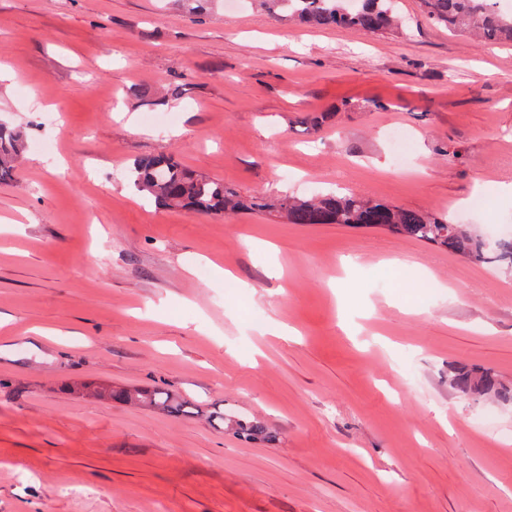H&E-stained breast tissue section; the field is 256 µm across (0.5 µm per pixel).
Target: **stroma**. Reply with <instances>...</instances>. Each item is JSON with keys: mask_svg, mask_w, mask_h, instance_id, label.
Instances as JSON below:
<instances>
[{"mask_svg": "<svg viewBox=\"0 0 512 512\" xmlns=\"http://www.w3.org/2000/svg\"><path fill=\"white\" fill-rule=\"evenodd\" d=\"M400 8L366 34L253 0H0V123L26 143L0 184V512H512V403L448 380L512 387V270L381 228L158 208L126 177L167 152L244 196L444 216L482 193L466 225L512 235V45ZM73 379L202 412L79 399ZM219 404L275 441L213 429ZM486 414L496 433L471 429ZM452 382L459 391L475 397L490 394L500 396L503 392L496 375L488 369L475 371L455 368L452 371Z\"/></svg>", "mask_w": 512, "mask_h": 512, "instance_id": "35a3bbf8", "label": "stroma"}]
</instances>
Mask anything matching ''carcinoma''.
I'll return each mask as SVG.
<instances>
[{
    "label": "carcinoma",
    "mask_w": 512,
    "mask_h": 512,
    "mask_svg": "<svg viewBox=\"0 0 512 512\" xmlns=\"http://www.w3.org/2000/svg\"><path fill=\"white\" fill-rule=\"evenodd\" d=\"M269 12L285 7L301 25L318 28H354L367 34L383 33L398 25L400 16L395 0H357L352 8L347 0H259ZM427 17L460 32L471 33L483 44H512V12L496 8L492 0H421ZM24 150L22 136L0 124V182L14 178L18 157ZM133 186L164 208H180L205 215L262 213L286 224H344L363 228H383L390 232L434 245L450 254L478 262L512 268V238L499 239L488 246L484 239L447 218L406 210L352 193H327L305 197L267 200L243 197L224 181L184 166L169 154L138 158L128 169ZM454 386L475 397L502 395L496 375L488 370L456 368ZM69 390L79 397L119 401L146 409L160 410L175 418L199 413L193 402L166 389L153 387L114 388L110 384L70 383ZM215 429L230 430L241 441H253L264 427L246 418H229L224 408L209 411Z\"/></svg>",
    "instance_id": "obj_1"
}]
</instances>
